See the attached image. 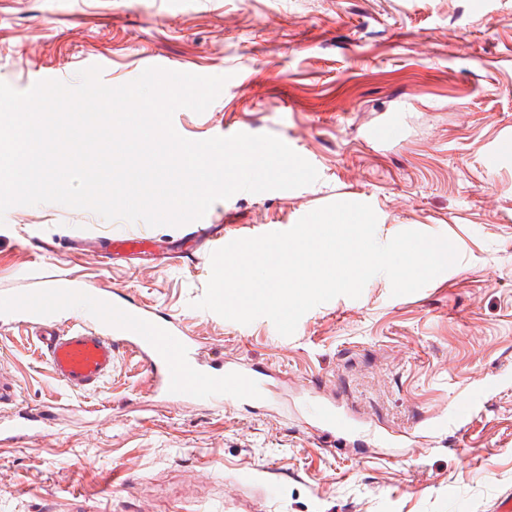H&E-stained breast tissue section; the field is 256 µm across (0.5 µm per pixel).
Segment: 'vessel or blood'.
Masks as SVG:
<instances>
[{"mask_svg": "<svg viewBox=\"0 0 512 512\" xmlns=\"http://www.w3.org/2000/svg\"><path fill=\"white\" fill-rule=\"evenodd\" d=\"M151 243L144 235L120 233L96 238L90 246L104 260L121 252H142ZM83 299L95 306L94 316L58 322L60 310ZM8 313L32 329L39 358L77 394L99 392L124 353L134 354L145 367L153 395L167 399L191 396L201 405L220 397L240 401L254 397L265 385L257 371L228 364L220 354L204 350L173 319L113 291L53 286L13 298ZM312 414L318 435L344 442L351 424L335 401L315 400Z\"/></svg>", "mask_w": 512, "mask_h": 512, "instance_id": "obj_1", "label": "vessel or blood"}]
</instances>
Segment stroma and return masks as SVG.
<instances>
[{"instance_id": "stroma-1", "label": "stroma", "mask_w": 512, "mask_h": 512, "mask_svg": "<svg viewBox=\"0 0 512 512\" xmlns=\"http://www.w3.org/2000/svg\"><path fill=\"white\" fill-rule=\"evenodd\" d=\"M465 18L449 29L448 15ZM372 23L382 39L364 40ZM101 67L109 86L150 66L226 76L189 140L271 134L318 171L293 190L241 191L203 221L225 237L286 231L336 202L371 205L376 238L453 239L460 261L392 296L387 276L359 298L307 312L292 336L195 308L213 245L189 225L108 221L59 204L15 206L0 225V299L77 273L176 318L202 345L273 374L274 401L207 408L153 400L136 362L86 399L55 381L24 327L0 326V372L40 430L0 439V512H486L512 489V0H0V82L18 91ZM397 115L398 139L367 123ZM117 232L180 241L167 265H101L71 246ZM335 399L361 441L312 432L314 392ZM471 415L448 427L453 406ZM396 436L376 447L366 431Z\"/></svg>"}]
</instances>
